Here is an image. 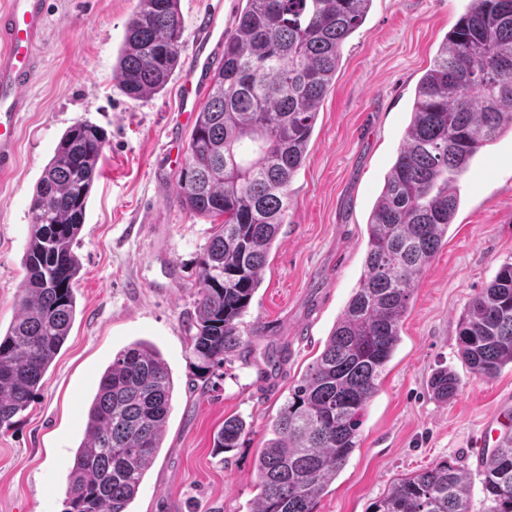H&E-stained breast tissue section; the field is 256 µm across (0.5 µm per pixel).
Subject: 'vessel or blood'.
Here are the masks:
<instances>
[{
	"instance_id": "obj_1",
	"label": "vessel or blood",
	"mask_w": 512,
	"mask_h": 512,
	"mask_svg": "<svg viewBox=\"0 0 512 512\" xmlns=\"http://www.w3.org/2000/svg\"><path fill=\"white\" fill-rule=\"evenodd\" d=\"M47 28L45 0H0V172L13 167L17 130L28 107L27 85L40 65V46ZM224 43V23L206 16L185 59L179 110L192 118L208 85L216 53Z\"/></svg>"
}]
</instances>
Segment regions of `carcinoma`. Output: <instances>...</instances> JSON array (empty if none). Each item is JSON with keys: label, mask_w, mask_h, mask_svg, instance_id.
Returning <instances> with one entry per match:
<instances>
[{"label": "carcinoma", "mask_w": 512, "mask_h": 512, "mask_svg": "<svg viewBox=\"0 0 512 512\" xmlns=\"http://www.w3.org/2000/svg\"><path fill=\"white\" fill-rule=\"evenodd\" d=\"M180 0H139L113 77L134 99L163 90L183 37ZM372 0H246L224 41L208 99L197 113L176 176L180 205L215 222L200 260L188 336L194 376L205 385L246 345L241 324L284 223L320 104L345 40ZM512 131V0H471L446 34L415 92L411 120L367 222L363 272L322 352L288 396L255 459L249 512H315L359 447L362 417L400 340L416 281L448 242L459 180L478 151ZM105 132L69 127L36 186L19 311L0 335V429L26 411L76 314L75 252ZM461 358L490 378L512 364V264L469 302L457 325ZM433 397L457 395L446 369ZM171 371L136 341L101 375L86 437L68 478L64 512H129L156 459L172 411ZM224 420L214 447L246 435ZM486 512H512V436L481 460ZM471 485L447 461L398 479L373 512H468Z\"/></svg>", "instance_id": "obj_1"}]
</instances>
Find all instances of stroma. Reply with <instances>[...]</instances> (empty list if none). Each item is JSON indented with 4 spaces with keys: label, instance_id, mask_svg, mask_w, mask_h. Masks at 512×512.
I'll return each instance as SVG.
<instances>
[{
    "label": "stroma",
    "instance_id": "stroma-1",
    "mask_svg": "<svg viewBox=\"0 0 512 512\" xmlns=\"http://www.w3.org/2000/svg\"><path fill=\"white\" fill-rule=\"evenodd\" d=\"M138 0H47L41 68L26 89L16 163L0 173V329L19 311L36 185L63 133L88 121L107 133L76 252L78 313L42 388L0 429V512H63L87 409L115 354L138 340L160 351L174 382L163 446L132 512H249L255 458L288 389L321 352L363 272L367 220L410 122L415 89L469 0H372L342 49L263 282L243 318L244 357L208 392L193 382L186 336L197 299L208 218L183 209L169 160L185 153L191 125L178 110L179 80L132 99L113 78ZM241 0H180L181 51L200 19L218 13L232 31ZM460 207L413 290L401 339L368 403L359 448L320 498L317 512H370L392 483L432 464L461 466L468 512H484L478 459L491 423L512 406V365L473 375L457 324L476 293L512 263V133L481 149L460 183ZM287 349L279 368L269 352ZM440 368L459 380L437 401ZM249 425L239 448L216 451L226 418ZM429 386L433 397L437 401L447 402L457 395L459 379L453 371L441 368L432 374Z\"/></svg>",
    "mask_w": 512,
    "mask_h": 512
}]
</instances>
